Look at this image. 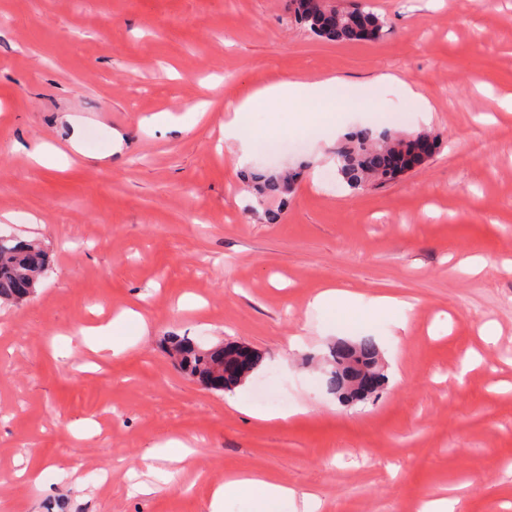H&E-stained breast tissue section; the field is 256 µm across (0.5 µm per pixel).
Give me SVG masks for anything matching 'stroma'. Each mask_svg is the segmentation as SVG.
<instances>
[{
	"instance_id": "obj_1",
	"label": "stroma",
	"mask_w": 512,
	"mask_h": 512,
	"mask_svg": "<svg viewBox=\"0 0 512 512\" xmlns=\"http://www.w3.org/2000/svg\"><path fill=\"white\" fill-rule=\"evenodd\" d=\"M367 2L383 36L328 42L285 0H0V234L50 253L34 293L0 305V512H211L212 487L250 470L314 493L321 512L455 497L466 512H512V0ZM382 74L396 78L382 107L344 113L347 130L440 143L398 180L341 184L339 137L319 120L303 148L275 155L224 137L233 107L264 87ZM200 101L192 130L142 125ZM43 142L67 161L25 156ZM253 167L298 174L279 223L243 177ZM468 258L480 274L462 270ZM329 283L407 302L406 330L368 313L331 333L307 307ZM184 296L202 309L180 308ZM125 307L144 327L90 352L82 329ZM171 335L240 343L261 364L233 392L211 391L168 356ZM364 336L388 383L344 404L325 356ZM173 439L193 450L187 468L140 494L142 455ZM19 460L40 483L16 478Z\"/></svg>"
}]
</instances>
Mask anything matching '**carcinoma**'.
<instances>
[{"label": "carcinoma", "instance_id": "obj_1", "mask_svg": "<svg viewBox=\"0 0 512 512\" xmlns=\"http://www.w3.org/2000/svg\"><path fill=\"white\" fill-rule=\"evenodd\" d=\"M323 4H314L306 15L296 13L298 21L318 37L333 42H359L365 37L353 26L350 15L341 10L326 16ZM404 138L394 133H378L363 127L346 135L336 147L337 174L351 190L363 191L370 182L393 179L407 168L400 166ZM255 195L259 199L282 198L290 194L294 177L287 171L257 169L250 173ZM50 265L46 249L34 241L0 236V304L17 305L35 291ZM169 353L182 371L199 383L210 386L214 382V364L225 361L220 391H233L246 377L233 367V352L222 354L221 348H203L193 340L173 336L168 341ZM380 350L371 337H364L353 345L340 343L330 349V370L326 371L327 387L342 395L348 402L375 397L385 384L386 376L379 358ZM356 358L361 369L349 366Z\"/></svg>", "mask_w": 512, "mask_h": 512}]
</instances>
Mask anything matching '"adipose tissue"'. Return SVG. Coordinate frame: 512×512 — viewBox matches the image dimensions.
Instances as JSON below:
<instances>
[{
	"label": "adipose tissue",
	"mask_w": 512,
	"mask_h": 512,
	"mask_svg": "<svg viewBox=\"0 0 512 512\" xmlns=\"http://www.w3.org/2000/svg\"><path fill=\"white\" fill-rule=\"evenodd\" d=\"M390 81L388 75H381L363 85L348 86L345 93H338L336 79L328 78L306 82L283 81L257 90L244 99L235 109L233 116L224 124V137L240 141L244 149H251L253 142L272 141L277 130L257 131L251 115L260 107H285L294 113L295 127H303L318 113L333 114L344 110H356L365 105L379 106V91ZM190 446L179 440L149 449L143 456L145 479L139 484L142 494L156 493L157 485L152 481L157 469L155 460H163L172 468H179L191 456ZM246 497L256 506V512H278L282 502H290L294 512H318L319 499L310 493L297 494L294 489L277 483L258 472L233 474L225 477L222 484L213 487L211 494L212 512H224V503L231 498Z\"/></svg>",
	"instance_id": "ef3b65f1"
}]
</instances>
